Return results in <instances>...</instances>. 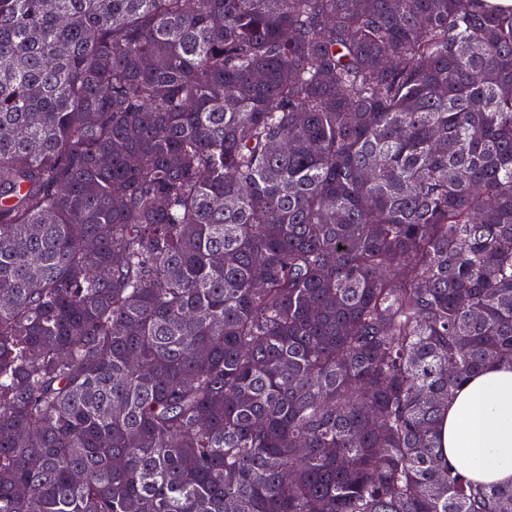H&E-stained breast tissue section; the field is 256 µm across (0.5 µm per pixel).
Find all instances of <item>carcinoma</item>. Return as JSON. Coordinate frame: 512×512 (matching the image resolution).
Instances as JSON below:
<instances>
[{
    "label": "carcinoma",
    "instance_id": "carcinoma-1",
    "mask_svg": "<svg viewBox=\"0 0 512 512\" xmlns=\"http://www.w3.org/2000/svg\"><path fill=\"white\" fill-rule=\"evenodd\" d=\"M484 2L0 0V512L512 508L439 438L512 364Z\"/></svg>",
    "mask_w": 512,
    "mask_h": 512
}]
</instances>
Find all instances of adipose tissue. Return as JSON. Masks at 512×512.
Returning <instances> with one entry per match:
<instances>
[{"label":"adipose tissue","instance_id":"obj_1","mask_svg":"<svg viewBox=\"0 0 512 512\" xmlns=\"http://www.w3.org/2000/svg\"><path fill=\"white\" fill-rule=\"evenodd\" d=\"M443 456L466 478L512 484V368L496 365L456 390L443 414Z\"/></svg>","mask_w":512,"mask_h":512}]
</instances>
